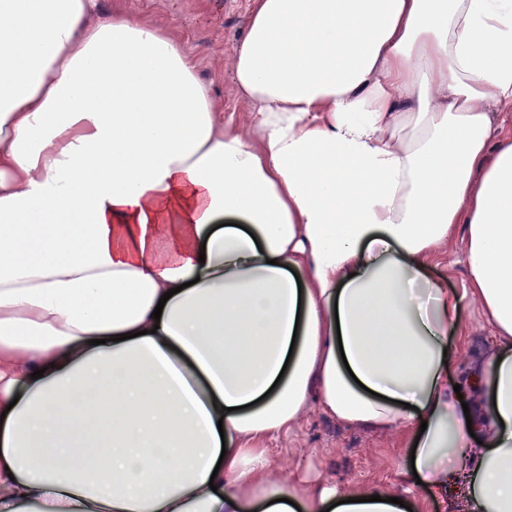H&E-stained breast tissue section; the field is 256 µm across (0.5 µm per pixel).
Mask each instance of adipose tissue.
<instances>
[{
  "mask_svg": "<svg viewBox=\"0 0 512 512\" xmlns=\"http://www.w3.org/2000/svg\"><path fill=\"white\" fill-rule=\"evenodd\" d=\"M96 5L0 0V512H407L270 479L312 403L512 512V0H252L246 133ZM458 224L464 297L426 276ZM469 297L495 351L457 384Z\"/></svg>",
  "mask_w": 512,
  "mask_h": 512,
  "instance_id": "ef3b65f1",
  "label": "adipose tissue"
}]
</instances>
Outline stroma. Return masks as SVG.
<instances>
[{"mask_svg":"<svg viewBox=\"0 0 512 512\" xmlns=\"http://www.w3.org/2000/svg\"><path fill=\"white\" fill-rule=\"evenodd\" d=\"M250 4L251 0H100V14L106 17L119 9L130 18L167 28L195 57L200 77L224 107L225 120L244 127L250 108L239 97L231 70L233 50L248 26ZM434 253L431 277L449 292L463 293L470 279L464 229L453 228ZM449 341L456 352L454 369L489 356V317L478 301L467 300L463 327L450 332ZM269 452L272 479L297 472L310 484H332L341 491L368 487L406 494L416 512H437L431 497L410 485V431L403 424L386 428L349 425L312 404L288 434L270 442Z\"/></svg>","mask_w":512,"mask_h":512,"instance_id":"1","label":"stroma"}]
</instances>
